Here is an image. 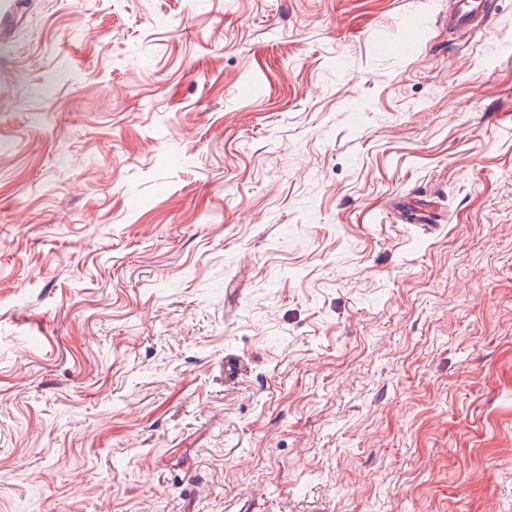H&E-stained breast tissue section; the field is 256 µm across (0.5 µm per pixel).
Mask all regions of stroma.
Returning <instances> with one entry per match:
<instances>
[{
	"instance_id": "1",
	"label": "stroma",
	"mask_w": 512,
	"mask_h": 512,
	"mask_svg": "<svg viewBox=\"0 0 512 512\" xmlns=\"http://www.w3.org/2000/svg\"><path fill=\"white\" fill-rule=\"evenodd\" d=\"M495 6L456 36L448 0H33L0 41V512H512Z\"/></svg>"
}]
</instances>
